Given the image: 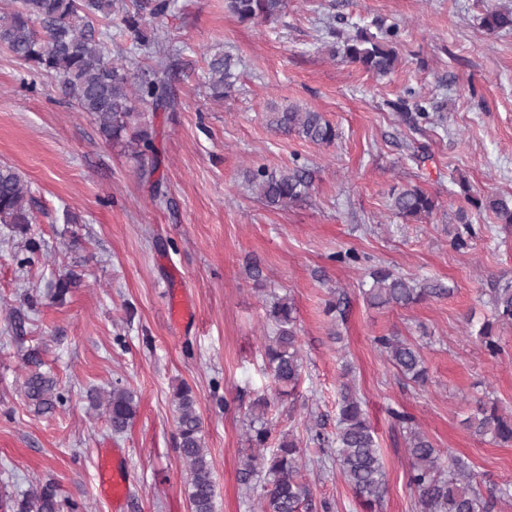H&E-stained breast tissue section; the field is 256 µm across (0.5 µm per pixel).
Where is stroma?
I'll use <instances>...</instances> for the list:
<instances>
[{"label":"stroma","mask_w":512,"mask_h":512,"mask_svg":"<svg viewBox=\"0 0 512 512\" xmlns=\"http://www.w3.org/2000/svg\"><path fill=\"white\" fill-rule=\"evenodd\" d=\"M165 42L177 77L171 109L155 112L163 197L151 199L138 164L100 138L51 74L29 72L0 47V163L30 184L26 235L0 226V496L53 481L83 512H115L98 486L102 461L127 477L122 512H190L177 449L173 393L197 397L217 485L216 512H257L259 481L242 482L254 402L269 392L263 343L272 296L297 310L302 379L274 400V438L336 430L338 391L350 378L373 424L386 469L375 512H419L408 484L407 433L464 455L483 493L512 485V444L475 437L464 421L477 399L512 415V323L495 324L489 356L476 336L492 308V275L512 276V232L492 212L473 216L468 247L451 242L463 207L454 183L512 195V32L488 34L489 10L512 0H288L270 24L239 22L224 0H169ZM398 25L399 64L380 78L334 56L327 26ZM227 51L240 80L224 103L202 84L207 58ZM413 90L429 121L411 124L392 104ZM312 109L341 136L322 147L276 133L270 112ZM314 173L307 202L266 207L244 182L247 169H278L294 157ZM419 184L439 198L426 222L388 209L392 187ZM352 250L360 261L337 262ZM434 278L450 295L408 308L369 306L370 267ZM72 285L64 301L61 280ZM180 292L191 316L168 317ZM344 319L325 312L336 294ZM415 344L428 370L418 385L380 352L376 337ZM51 377L65 401L35 408L24 394L31 370ZM122 381L138 412L113 435L95 397ZM409 423H401L399 415ZM303 455L316 498L332 512H364L333 456Z\"/></svg>","instance_id":"stroma-1"}]
</instances>
